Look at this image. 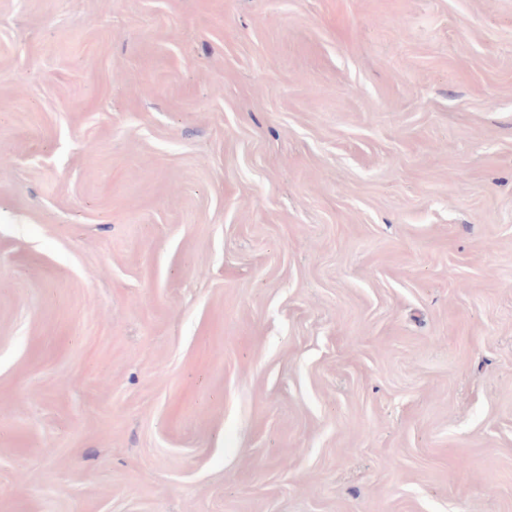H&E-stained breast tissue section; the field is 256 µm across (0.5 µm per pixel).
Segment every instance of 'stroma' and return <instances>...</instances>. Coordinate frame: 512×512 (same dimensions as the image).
Listing matches in <instances>:
<instances>
[{
	"label": "stroma",
	"mask_w": 512,
	"mask_h": 512,
	"mask_svg": "<svg viewBox=\"0 0 512 512\" xmlns=\"http://www.w3.org/2000/svg\"><path fill=\"white\" fill-rule=\"evenodd\" d=\"M0 512H512V0H0Z\"/></svg>",
	"instance_id": "obj_1"
}]
</instances>
